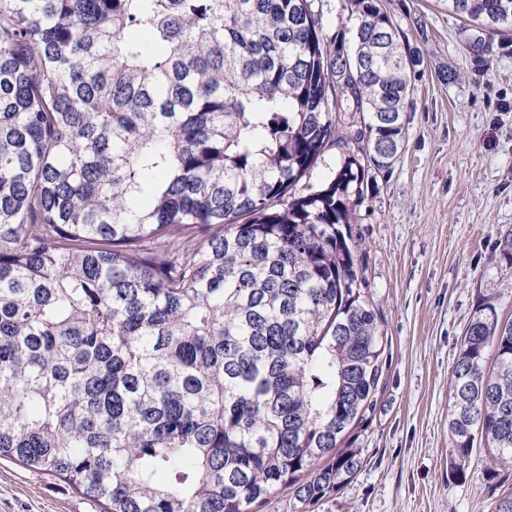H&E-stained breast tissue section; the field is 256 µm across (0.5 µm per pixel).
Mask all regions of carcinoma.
Returning a JSON list of instances; mask_svg holds the SVG:
<instances>
[{
  "label": "carcinoma",
  "mask_w": 512,
  "mask_h": 512,
  "mask_svg": "<svg viewBox=\"0 0 512 512\" xmlns=\"http://www.w3.org/2000/svg\"><path fill=\"white\" fill-rule=\"evenodd\" d=\"M345 2L328 36L319 0H0V459L102 512L313 507L358 473L388 337L350 226L424 55ZM444 2L512 27V0ZM338 112L362 145L313 183ZM449 386L448 475L478 438L512 470L489 302ZM261 512H303L302 504L293 494V489H283L272 497Z\"/></svg>",
  "instance_id": "obj_1"
}]
</instances>
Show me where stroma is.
Wrapping results in <instances>:
<instances>
[{
    "label": "stroma",
    "instance_id": "35a3bbf8",
    "mask_svg": "<svg viewBox=\"0 0 512 512\" xmlns=\"http://www.w3.org/2000/svg\"><path fill=\"white\" fill-rule=\"evenodd\" d=\"M381 6L424 52L403 148L352 226L389 364L356 436L361 469L313 512H489L512 472L489 478L477 449L467 480L449 478V374L479 303L512 317V263L499 256L512 237V29L476 53L478 23L443 0ZM449 66L456 79L444 78ZM0 512L100 509L1 459Z\"/></svg>",
    "mask_w": 512,
    "mask_h": 512
}]
</instances>
